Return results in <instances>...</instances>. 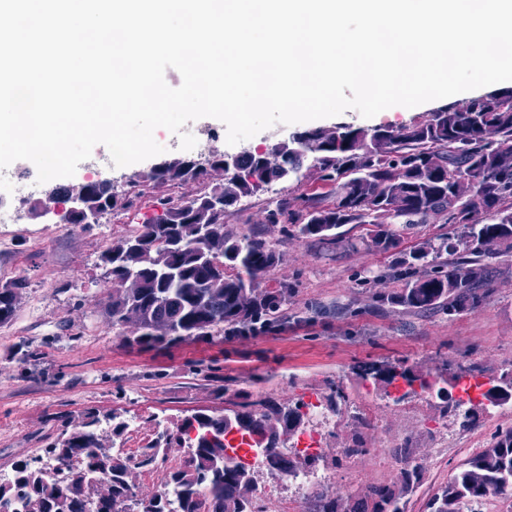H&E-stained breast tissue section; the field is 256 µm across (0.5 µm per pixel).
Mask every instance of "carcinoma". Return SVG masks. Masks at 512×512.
<instances>
[{"label": "carcinoma", "mask_w": 512, "mask_h": 512, "mask_svg": "<svg viewBox=\"0 0 512 512\" xmlns=\"http://www.w3.org/2000/svg\"><path fill=\"white\" fill-rule=\"evenodd\" d=\"M367 132L379 139L394 136L390 148L355 146ZM297 134L314 147V158L290 152L286 169L269 167L264 156L247 152L238 161L239 173L229 178L219 155L206 170L184 157L163 160L142 176L155 187L213 182L191 196L156 197L160 214L102 253L112 281L107 303L112 325H124L130 312L139 317L134 335L123 337L129 346L164 350L214 335L257 336L288 324L293 288L285 281L260 287L280 263V253L263 233L240 236L225 219L241 198L307 177L309 191L269 203L264 223L328 248L340 241L342 226L369 224L371 245L387 252L405 229L440 218L460 232L441 234L395 261L401 288L375 303L450 316L483 304L492 287L484 260L512 253V91L480 95L465 109L449 103L396 128L343 124ZM464 172L476 180L470 189L458 186ZM89 198L107 213L119 205L95 182ZM131 274L138 287H120ZM24 287L22 279L0 282V324L15 316ZM161 319L170 323L167 336L152 331ZM361 372L389 385L399 380L409 387L431 385L400 365L367 363ZM481 396L493 405L512 400V371ZM235 406L229 414L198 410L162 429L148 445L152 453L137 461L102 442L99 413L88 411L45 449L54 465L40 457L14 464L10 479L0 481V512H263L251 495L252 469L230 461L225 436L248 434L266 441L267 457L276 462L280 435L301 424L300 406L260 401ZM175 445L192 449L190 456L167 473L161 491L140 494L131 480L134 470ZM416 476L417 468H407L400 487L366 486L361 512H405L404 489ZM511 489L512 429L496 433L486 450L463 463L429 499L425 512H459L462 503Z\"/></svg>", "instance_id": "obj_1"}]
</instances>
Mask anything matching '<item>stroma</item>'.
Masks as SVG:
<instances>
[{
    "instance_id": "35a3bbf8",
    "label": "stroma",
    "mask_w": 512,
    "mask_h": 512,
    "mask_svg": "<svg viewBox=\"0 0 512 512\" xmlns=\"http://www.w3.org/2000/svg\"><path fill=\"white\" fill-rule=\"evenodd\" d=\"M434 102L413 108L394 106L365 118L356 110L320 119L323 127L351 124L365 128L401 125L423 118ZM97 170L80 163L72 183L93 173L114 179L130 209H115L97 224H47L21 208L13 224L0 223V281L25 279L14 318L0 325V473L17 461L41 454L63 429L86 410H98V432L114 448L147 446L155 427L148 416L175 422L194 410L222 413L239 398L288 406L315 399L327 403L337 429L318 453L315 470L327 474L341 512L359 504L368 484H395L408 459L421 467L419 483L404 494L407 512H424L425 502L468 458L487 448L492 436L512 428V413L480 405L471 420L446 409L433 392L416 391L403 400L381 381L360 376L364 362L402 364L453 385L460 369H472L487 382L512 369V256L489 261L493 290L472 312L448 316L379 309L375 295L398 290L388 277L390 253L363 244V224L344 225L343 243L333 249L310 239L284 237L281 227L263 221L268 201L292 198L295 185L275 184L232 208L227 222L237 232L262 226L282 264L262 280L265 288L285 278L294 289L287 327L269 335L227 340L187 341L166 351L128 347L131 324L112 326L103 302L112 289L100 257L122 236L116 221L143 223L155 216L152 195H141L137 175L154 159L114 166L94 147ZM373 271V278L356 277ZM381 406L370 422L355 412L365 395ZM130 428L113 437V423ZM453 446L437 452L441 433ZM361 454L345 456L347 448Z\"/></svg>"
}]
</instances>
